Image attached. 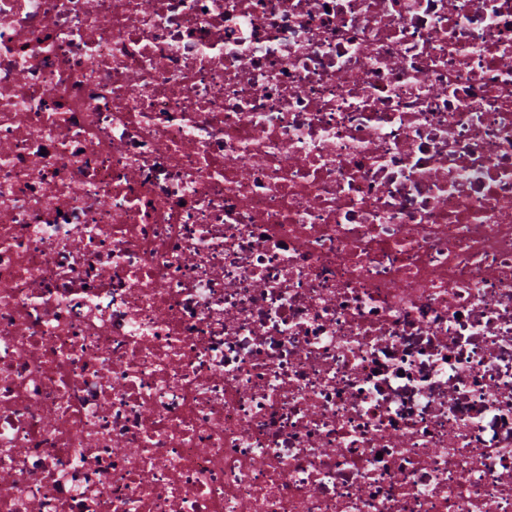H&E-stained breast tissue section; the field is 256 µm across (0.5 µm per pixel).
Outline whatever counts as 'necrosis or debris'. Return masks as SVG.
<instances>
[{"label": "necrosis or debris", "instance_id": "necrosis-or-debris-1", "mask_svg": "<svg viewBox=\"0 0 512 512\" xmlns=\"http://www.w3.org/2000/svg\"><path fill=\"white\" fill-rule=\"evenodd\" d=\"M0 512H512V0H0Z\"/></svg>", "mask_w": 512, "mask_h": 512}]
</instances>
